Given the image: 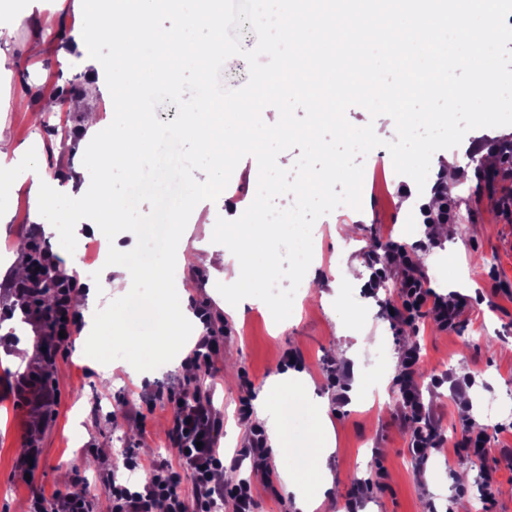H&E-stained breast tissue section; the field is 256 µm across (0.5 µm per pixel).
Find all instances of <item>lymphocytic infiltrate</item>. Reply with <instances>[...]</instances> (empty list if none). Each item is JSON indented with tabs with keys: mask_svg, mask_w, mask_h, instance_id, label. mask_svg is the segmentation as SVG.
Returning a JSON list of instances; mask_svg holds the SVG:
<instances>
[{
	"mask_svg": "<svg viewBox=\"0 0 512 512\" xmlns=\"http://www.w3.org/2000/svg\"><path fill=\"white\" fill-rule=\"evenodd\" d=\"M412 252V247L388 243L383 257L377 260L371 287H384L387 267L398 266L400 287L395 300L389 304L395 315L414 331L426 319L432 320L440 330L457 331L466 307V296L444 295L430 288L423 270L411 257ZM78 288L76 280L63 279L53 306L46 308L32 302L25 306L24 312L47 329L51 339H58L62 334L73 336L81 324V315L72 304ZM219 349L218 336L213 330H206L183 360L185 374L179 387L156 393V400L165 402L173 413L170 438L177 461L172 464L167 459L155 458L145 462L133 452H125V469H147L150 478L134 489L120 482L115 472H108L105 480L111 492L112 512H156L160 504L164 505L165 512H223L227 506L232 512H256L257 486L270 482L266 468L269 448L263 428L253 426L249 446L244 451L252 463L253 479L231 482L225 476L224 454L218 446L224 428L223 418L210 396L188 391L189 386L201 377L211 375L213 357ZM420 357L418 346L404 351L398 382L403 395L401 420L411 426L409 451L423 463L428 458L429 449L447 444L418 393L416 373ZM461 422V436L450 444L453 454L480 461L476 478L479 500L483 505H491L495 499L496 478L495 469L488 460L501 436L512 432V423L477 428L466 415L462 416ZM186 477L192 482V491L188 494L182 490V480Z\"/></svg>",
	"mask_w": 512,
	"mask_h": 512,
	"instance_id": "1",
	"label": "lymphocytic infiltrate"
}]
</instances>
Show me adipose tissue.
Here are the masks:
<instances>
[{
    "label": "adipose tissue",
    "mask_w": 512,
    "mask_h": 512,
    "mask_svg": "<svg viewBox=\"0 0 512 512\" xmlns=\"http://www.w3.org/2000/svg\"><path fill=\"white\" fill-rule=\"evenodd\" d=\"M174 0H122L120 8L102 10L99 0H53L46 21L58 25L71 13H91L96 17L92 37L82 39L79 50L87 59H95L100 41L119 43L127 56L119 63L120 69L113 75V112L118 115L111 127H104L96 114H89L86 126L89 132L104 139L105 149L89 157L86 168L94 172L100 169L122 170L128 173L140 170L145 157L146 137L149 130L140 115L139 98L135 86L145 77L167 71L176 74L186 58V42L181 32L200 21H207L213 32L206 48L199 54V61L224 54L223 11L220 0H195L192 12L182 14L179 31L161 35L150 23L149 17L157 11L168 10ZM235 134L224 132V116L220 105L209 98L198 99L197 105L187 115L181 129L195 137L198 152L206 161L207 177L197 182L196 191L218 190L223 185L224 168L233 164L239 153L248 146L257 144L264 129L255 118L254 106L243 107L239 114ZM9 175L12 180H32L42 191V204L32 216L33 223L48 220L58 224L69 223V211L80 207L77 199L69 200L67 213H59L55 207L58 186L63 171H48L45 167L21 159L11 139L0 124V175ZM270 224L254 215L238 213L237 221L225 225L224 236L234 242L236 256H228L202 246L186 250L182 243H175L173 253L179 266L205 267L221 278L236 283L246 297H253L275 275L280 259L277 253L265 250L264 239L270 233ZM148 282L155 287L157 307L161 315L158 336L147 338L135 330H128L120 341L129 357L135 358L143 352L164 349L172 366H180L187 347L184 333L195 326L196 318L184 303L185 290L182 283L172 281L167 265L140 267L124 259L112 261L105 272L91 279L88 293L79 295L77 305L87 321L92 322L93 335L110 334L112 315L98 307L102 294L128 288L135 283ZM316 442L321 452L311 462L312 471L319 479L313 493H305L300 483L291 474L283 476V492L291 496L299 512H335L336 502L332 493L333 478L327 468V458L333 451V439L326 428H318Z\"/></svg>",
    "instance_id": "1"
}]
</instances>
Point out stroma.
Listing matches in <instances>:
<instances>
[{
  "label": "stroma",
  "mask_w": 512,
  "mask_h": 512,
  "mask_svg": "<svg viewBox=\"0 0 512 512\" xmlns=\"http://www.w3.org/2000/svg\"><path fill=\"white\" fill-rule=\"evenodd\" d=\"M22 0H0V19L8 20V43L4 50L9 77L0 82V97L8 99L0 122L15 146L40 162L46 169L56 165V144L70 142L65 164L71 176L61 183L62 194H85L89 178L81 170L88 159L93 140L83 123V115L71 111L66 88L72 78L94 79L88 97L90 107L102 119L111 120L112 72L117 50L102 43L96 61L76 56L77 42L89 33L91 17L69 14L61 28L44 21V12L33 9L22 22L12 16L20 11ZM44 44L39 57L26 53L30 43ZM73 53L69 63L59 59L60 51ZM59 106L52 124L33 127L32 113L41 111L44 100ZM497 128L471 130L464 148H452L455 166L444 175L438 164H431L423 193L401 196L399 188L406 176L375 173L365 165L360 209L336 208L319 218L313 227L318 255L312 271L325 279L314 293L298 289L291 316L275 322L271 312L244 301L239 287L224 284L205 268H189L181 273L186 301L191 310L210 313L215 326L226 335L216 355V375L201 378L199 391L212 396L224 412V434L219 445L235 479L251 478L248 460L241 451L250 439L249 427L237 416L239 401L256 399L272 376L285 374L288 384L281 391L282 404L293 406L282 415L288 442L280 457L268 460L270 484L258 489L257 512H297L292 498L282 492L281 468H288L313 486L310 464L315 453L316 398L329 400L328 419L335 435V449L328 458L334 476L337 507L345 502L358 484L374 480L378 469L388 473L384 488L374 490L364 501L363 512H443L452 495L451 474L466 472L470 478L465 497L472 512L480 507L474 489L478 461L459 459L448 453L430 457L426 465L432 481L422 485L413 478L416 461L408 450L409 433L401 423L402 398L392 365L395 353L419 344L422 372L472 375L475 383L465 399L472 418L489 425L512 422V223L498 212V193L477 182L476 155L481 143L502 142ZM448 179V194L457 203L456 238L437 248L416 252L414 258L432 287L441 293L457 292L477 298V305L465 311L457 331L439 330L424 321L419 332L392 318L384 300L394 298L400 281L396 268H389L385 288L370 296L365 288L371 270L368 251L392 240L413 243L424 236L425 226L418 219V207L433 196L440 177ZM40 190L32 181L0 182V209L16 213L10 224L0 223V262L17 255L19 244L28 243L39 233L42 246L57 253L60 243L56 229L49 224L28 221ZM223 200L204 201L193 210L182 240L187 246L201 245L220 250L225 246L217 220L224 214ZM355 227L353 239L341 242L336 237L339 225ZM361 269L357 281L334 290L332 283L346 267ZM242 305L234 316L230 305ZM134 327L141 335L153 337L160 327L153 289L141 283L131 288L112 323L113 336L93 353L69 345L67 353L57 354L53 369L56 393L50 402L35 405L24 391L39 361L31 356L25 366L0 367V512H29L33 492L52 497L69 492L71 486H92L91 512L110 502L103 479L125 450L142 460L174 458L168 439L171 413L164 403H151V396L175 381L177 374L167 366L162 351L149 352L123 361L112 357L119 347L123 327ZM302 358V370H281L283 353ZM347 368L340 386H328L327 364ZM108 369L109 382H102L99 369ZM310 387L299 388L302 379ZM421 393L437 421L439 432L452 439L460 434L459 410L448 387L422 386ZM34 455L32 476L19 470L22 454Z\"/></svg>",
  "instance_id": "1"
}]
</instances>
